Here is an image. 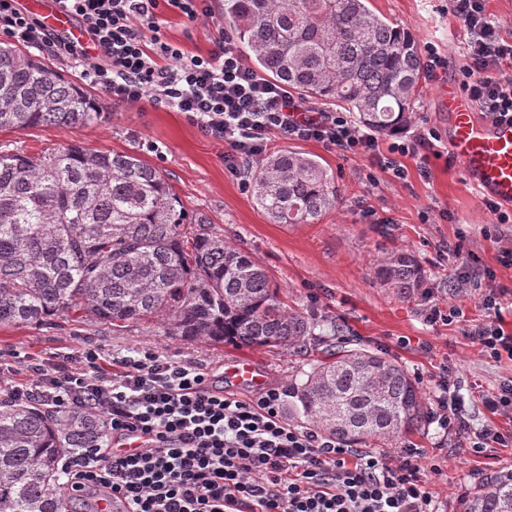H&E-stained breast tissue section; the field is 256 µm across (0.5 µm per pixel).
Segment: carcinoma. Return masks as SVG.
Here are the masks:
<instances>
[{
	"label": "carcinoma",
	"mask_w": 512,
	"mask_h": 512,
	"mask_svg": "<svg viewBox=\"0 0 512 512\" xmlns=\"http://www.w3.org/2000/svg\"><path fill=\"white\" fill-rule=\"evenodd\" d=\"M222 7L239 50L271 80L344 106L378 134L410 121L424 77L418 42L367 0H223ZM100 115L74 81L0 45V129L90 125ZM243 176L276 224H312L336 202L326 168L303 153L281 150ZM207 223L132 153L78 144L34 155L0 151V326L82 314L114 332L150 321L183 340L305 345L319 320L286 304L265 268ZM375 275L404 300L426 279L411 251L382 257ZM288 394L301 417L350 443L390 438L428 417L407 370L363 348L326 351ZM104 436L92 410L1 399L0 512H67L60 461ZM462 512H512V473L486 482Z\"/></svg>",
	"instance_id": "cac0c4a2"
}]
</instances>
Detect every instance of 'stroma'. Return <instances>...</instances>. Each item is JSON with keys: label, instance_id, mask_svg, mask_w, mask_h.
<instances>
[{"label": "stroma", "instance_id": "35a3bbf8", "mask_svg": "<svg viewBox=\"0 0 512 512\" xmlns=\"http://www.w3.org/2000/svg\"><path fill=\"white\" fill-rule=\"evenodd\" d=\"M373 10L400 23L418 44L434 43L448 59L449 75L462 63L466 39L448 0H370ZM167 40L189 54H203L223 15L212 24H191L182 17H165ZM438 81L423 80L407 133L436 128L448 134V115L437 104ZM102 116L89 126L48 125L24 130H0V150L40 153L71 144L100 150L130 152L161 171L185 206L205 214L213 232L252 254L282 290L287 304L344 324L343 337L296 350L238 349L221 343L186 341L165 335L144 323L113 333L92 317L60 323L0 327V363L13 364L15 353L52 358L85 347L101 355L120 357L149 348L161 357L200 366L225 392L248 399L256 388L227 381V368L238 356L250 358L266 384L287 385L292 375L321 357L338 340L362 346L402 364L416 378L424 396H431L442 367H449L465 401L471 431L491 422L480 396L512 376V360L494 361L463 334L466 321L482 320L478 289L456 294L454 285L471 267L487 270L496 282L512 289V266L502 263L490 235L498 229L512 235V223L493 226L460 164L448 153L429 156V178H420L418 162L407 159V182L376 173L363 156L339 153L314 141H285L269 135V151L294 150L320 161L335 179L336 204L313 224H276L257 205L243 175L224 165V146L201 133L183 113L171 109L113 108L108 96L93 89ZM413 251L427 269L429 281L411 300L398 299L374 274L388 252ZM462 307L464 318L431 320L432 309ZM413 443L421 448L422 464H439L428 480L442 512H461L464 496L474 494L484 476L512 470L511 448L448 455L440 447L435 425L393 438L364 443L367 451L398 449Z\"/></svg>", "mask_w": 512, "mask_h": 512}]
</instances>
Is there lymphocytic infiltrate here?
<instances>
[{"instance_id": "obj_1", "label": "lymphocytic infiltrate", "mask_w": 512, "mask_h": 512, "mask_svg": "<svg viewBox=\"0 0 512 512\" xmlns=\"http://www.w3.org/2000/svg\"><path fill=\"white\" fill-rule=\"evenodd\" d=\"M82 38L67 39L22 8L0 0V34L57 56L98 87L113 107L146 102L183 112L207 137L224 145L232 172L261 159L267 137L316 141L365 155L389 178L403 180L404 158L434 150L429 129L388 143L365 133L347 113L317 110L248 66L232 33L217 28L207 53L190 55L166 41L164 12L208 22L215 0H61ZM467 40L458 80L465 97L487 119L512 114V40L504 39L486 0H450ZM466 336L488 357L512 360V331L490 320L468 325ZM29 374L21 385L0 368V389L11 398L57 410H92L105 441L65 463L73 496L120 512H440L423 454L405 445L397 454L367 452L317 428L292 424L286 388L257 399L224 393L199 366L162 358L148 348L109 361L95 349L57 363L17 356ZM445 442L469 448L512 447V427L468 432V411L447 376L433 393ZM142 444L122 449L126 439Z\"/></svg>"}]
</instances>
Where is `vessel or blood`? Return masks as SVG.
Listing matches in <instances>:
<instances>
[{"instance_id":"b4317fda","label":"vessel or blood","mask_w":512,"mask_h":512,"mask_svg":"<svg viewBox=\"0 0 512 512\" xmlns=\"http://www.w3.org/2000/svg\"><path fill=\"white\" fill-rule=\"evenodd\" d=\"M32 12L48 27L76 38L69 15L58 0H32ZM441 98L450 114L448 144L467 181L481 198L512 207V118L476 124L470 102L452 87H444ZM228 374L234 381L261 385L263 376L246 358L232 361Z\"/></svg>"}]
</instances>
